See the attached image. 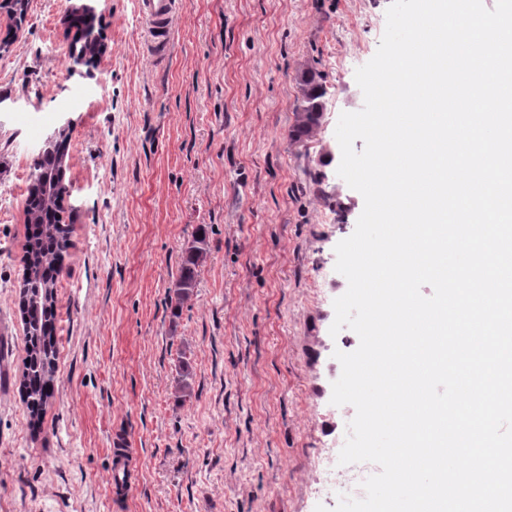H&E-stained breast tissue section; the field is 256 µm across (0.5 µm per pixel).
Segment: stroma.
Here are the masks:
<instances>
[{
	"label": "stroma",
	"instance_id": "stroma-1",
	"mask_svg": "<svg viewBox=\"0 0 512 512\" xmlns=\"http://www.w3.org/2000/svg\"><path fill=\"white\" fill-rule=\"evenodd\" d=\"M390 0H186L169 60L143 49L136 0H29L0 14V512H315V466L355 416L331 404L347 281L337 243L361 194L335 129L363 106ZM87 6L106 50L71 73L66 17ZM326 77L322 125L288 132L297 74ZM70 245L55 278V394L40 430L19 395V309L34 162L62 119ZM329 164H319L323 152ZM321 182H314V174ZM208 254L188 299L185 249ZM135 452L111 494L112 440ZM208 244L206 237L196 236L186 248V259L179 279L174 284L173 293L178 302L189 297L196 286L195 270L207 255Z\"/></svg>",
	"mask_w": 512,
	"mask_h": 512
}]
</instances>
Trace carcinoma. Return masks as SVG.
Instances as JSON below:
<instances>
[{"mask_svg":"<svg viewBox=\"0 0 512 512\" xmlns=\"http://www.w3.org/2000/svg\"><path fill=\"white\" fill-rule=\"evenodd\" d=\"M70 26L77 29L76 58L89 64L98 56L99 43L94 35L93 19L85 12L71 11ZM301 103L288 137L293 142L312 138L321 125L327 87L324 76L313 67L299 75ZM67 138L46 145L34 162L29 189L26 221L40 228L28 238L22 286L29 291L20 304L27 329V357L20 383V393L29 412L31 425L40 429L41 414L54 395L56 342L54 339L55 297L53 274L60 268L66 249L67 232L57 217V204L64 186L56 160L63 156ZM206 237L196 236L186 248V259L173 293L177 301L189 297L196 286L195 270L207 255Z\"/></svg>","mask_w":512,"mask_h":512,"instance_id":"cac0c4a2","label":"carcinoma"}]
</instances>
